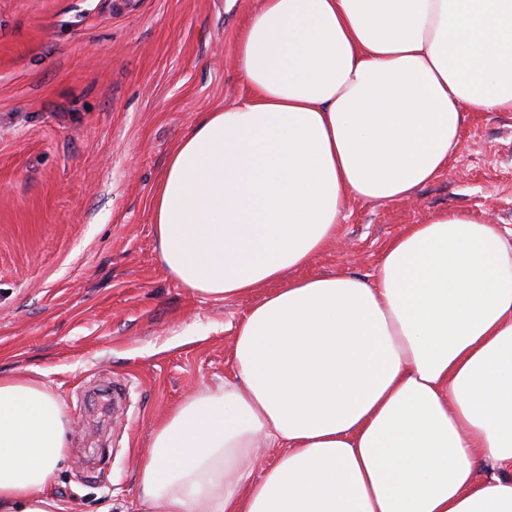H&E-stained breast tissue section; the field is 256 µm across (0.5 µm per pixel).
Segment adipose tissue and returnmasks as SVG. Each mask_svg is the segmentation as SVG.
Segmentation results:
<instances>
[{"mask_svg":"<svg viewBox=\"0 0 512 512\" xmlns=\"http://www.w3.org/2000/svg\"><path fill=\"white\" fill-rule=\"evenodd\" d=\"M234 52L248 95L172 148L153 224L194 295L265 294L233 378L154 429L142 512H512V229L440 211L373 279L298 274L345 201L414 197L467 113L512 112V0H262ZM66 425L0 376V512H71Z\"/></svg>","mask_w":512,"mask_h":512,"instance_id":"1","label":"adipose tissue"}]
</instances>
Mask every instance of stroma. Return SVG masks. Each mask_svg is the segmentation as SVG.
<instances>
[{"label":"stroma","mask_w":512,"mask_h":512,"mask_svg":"<svg viewBox=\"0 0 512 512\" xmlns=\"http://www.w3.org/2000/svg\"><path fill=\"white\" fill-rule=\"evenodd\" d=\"M260 2L0 0V374L63 403L55 486L74 512H137L154 427L233 375V328L264 294L187 292L151 208L174 144L246 97L232 47ZM438 210L512 228V112L468 113L414 198L347 201L302 273L373 277L388 241Z\"/></svg>","instance_id":"stroma-1"}]
</instances>
